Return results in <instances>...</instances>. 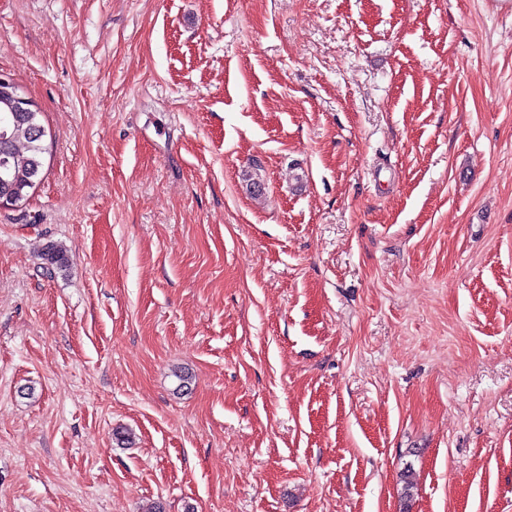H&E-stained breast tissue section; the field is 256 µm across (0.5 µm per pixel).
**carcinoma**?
<instances>
[{
  "label": "carcinoma",
  "instance_id": "carcinoma-1",
  "mask_svg": "<svg viewBox=\"0 0 512 512\" xmlns=\"http://www.w3.org/2000/svg\"><path fill=\"white\" fill-rule=\"evenodd\" d=\"M18 95L16 87L0 89V196L12 194L22 200L35 186L46 148L34 135L40 126L36 106L15 111Z\"/></svg>",
  "mask_w": 512,
  "mask_h": 512
}]
</instances>
